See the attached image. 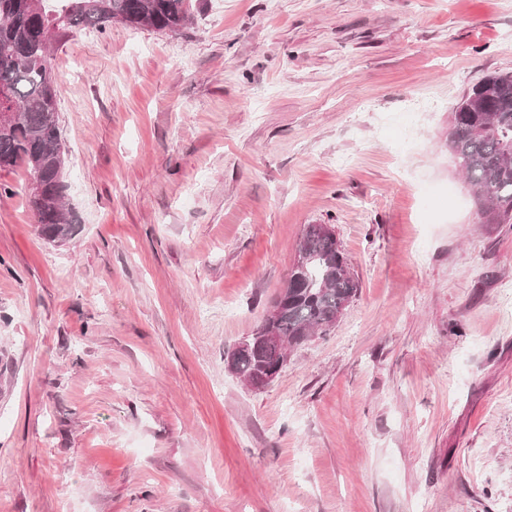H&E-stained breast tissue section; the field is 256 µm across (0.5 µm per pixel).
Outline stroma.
<instances>
[{"instance_id":"obj_1","label":"stroma","mask_w":512,"mask_h":512,"mask_svg":"<svg viewBox=\"0 0 512 512\" xmlns=\"http://www.w3.org/2000/svg\"><path fill=\"white\" fill-rule=\"evenodd\" d=\"M192 5L53 41L71 240L0 170V512H512V225L447 140L512 0ZM310 224L357 294L250 388Z\"/></svg>"}]
</instances>
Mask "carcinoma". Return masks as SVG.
Returning a JSON list of instances; mask_svg holds the SVG:
<instances>
[{
    "instance_id": "carcinoma-1",
    "label": "carcinoma",
    "mask_w": 512,
    "mask_h": 512,
    "mask_svg": "<svg viewBox=\"0 0 512 512\" xmlns=\"http://www.w3.org/2000/svg\"><path fill=\"white\" fill-rule=\"evenodd\" d=\"M189 0H0V169L22 163L38 177L29 205L38 232L51 242L74 233L67 216L66 181L57 179L62 151L57 97L61 90L50 45L61 31L101 30L112 22L177 33L191 24ZM448 147L457 168L477 188L488 224H512V72L484 76L456 103ZM299 260L288 273L274 306L277 317L263 321L230 370L259 384L282 357L313 336L329 334L358 291L347 258L326 224H309L297 246Z\"/></svg>"
}]
</instances>
